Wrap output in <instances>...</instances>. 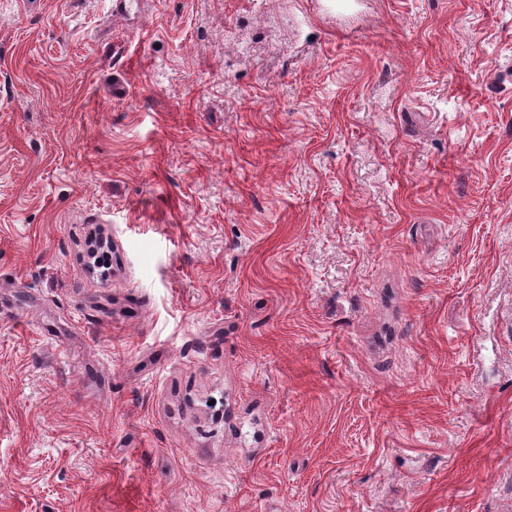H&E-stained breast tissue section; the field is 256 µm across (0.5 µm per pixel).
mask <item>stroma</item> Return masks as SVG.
Returning <instances> with one entry per match:
<instances>
[{
  "mask_svg": "<svg viewBox=\"0 0 512 512\" xmlns=\"http://www.w3.org/2000/svg\"><path fill=\"white\" fill-rule=\"evenodd\" d=\"M0 512H512V0H0Z\"/></svg>",
  "mask_w": 512,
  "mask_h": 512,
  "instance_id": "1",
  "label": "stroma"
}]
</instances>
